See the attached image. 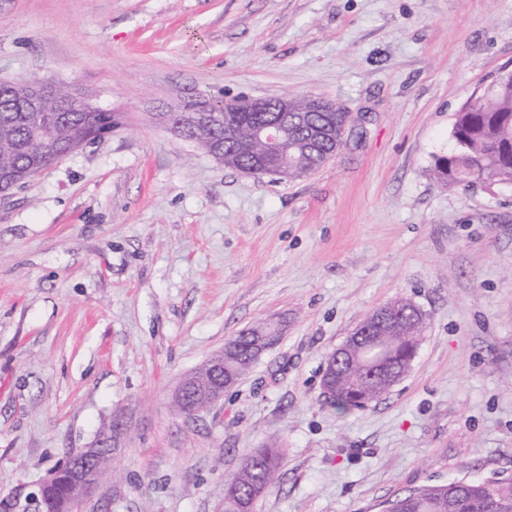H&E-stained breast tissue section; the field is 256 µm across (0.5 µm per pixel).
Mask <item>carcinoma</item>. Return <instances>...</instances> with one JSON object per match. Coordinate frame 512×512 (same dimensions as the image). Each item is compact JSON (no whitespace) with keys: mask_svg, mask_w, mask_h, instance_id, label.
<instances>
[{"mask_svg":"<svg viewBox=\"0 0 512 512\" xmlns=\"http://www.w3.org/2000/svg\"><path fill=\"white\" fill-rule=\"evenodd\" d=\"M123 115L110 110L66 112L62 128L71 135H60L45 145L36 143L32 153L25 151L32 126L30 113L0 111V169L10 167L33 178L38 169L32 158L45 150L70 147L72 141L87 137L101 125H112ZM230 122L243 127L248 134L252 123L276 122L278 112H233ZM343 112L288 113V145L292 157L291 169L314 167L323 154L340 147L345 131ZM454 149L448 156L436 159L434 173L438 180L453 184L459 180H488L492 184L512 185V79L494 85L488 95L470 98L457 113L453 125ZM227 167L234 169H262L256 153H239ZM380 324L374 335L378 346L391 355L386 365L401 363L412 354L409 340L420 335L422 313L411 301L400 298L386 306L385 314L372 311L364 316L362 324L371 326L374 319ZM339 384L331 406L347 412L372 400V386L365 381L350 380L345 368L338 369ZM282 462L278 442L247 455L240 468L224 479V512H238L241 505L257 489L273 482ZM65 498L64 487L49 490L43 504L44 512H57ZM384 512H512V479L454 480L442 485L424 486L397 494L391 498Z\"/></svg>","mask_w":512,"mask_h":512,"instance_id":"carcinoma-1","label":"carcinoma"}]
</instances>
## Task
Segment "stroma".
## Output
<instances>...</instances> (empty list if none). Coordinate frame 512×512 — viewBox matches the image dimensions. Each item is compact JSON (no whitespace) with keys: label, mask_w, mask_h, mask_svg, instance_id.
<instances>
[{"label":"stroma","mask_w":512,"mask_h":512,"mask_svg":"<svg viewBox=\"0 0 512 512\" xmlns=\"http://www.w3.org/2000/svg\"><path fill=\"white\" fill-rule=\"evenodd\" d=\"M512 71V0H0V80L52 78L126 120L0 198V512L103 428L80 512H219L280 439L255 512H382L512 478V186L446 185L476 91ZM196 94L322 97L344 141L296 180L247 176L155 113ZM406 298L407 376L346 413L327 355ZM258 326L278 342L202 412L180 379ZM278 446V442L272 440L265 448L247 455L240 468L225 477L224 504L221 511L237 512L255 490L265 487L266 484L271 485L282 462ZM266 489L267 487L263 489L260 496Z\"/></svg>","instance_id":"stroma-1"}]
</instances>
